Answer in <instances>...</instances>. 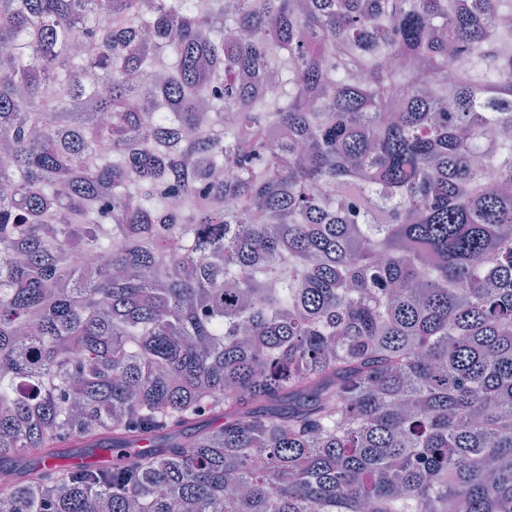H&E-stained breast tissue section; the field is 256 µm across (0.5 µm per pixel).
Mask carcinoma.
Wrapping results in <instances>:
<instances>
[{"label":"carcinoma","instance_id":"obj_1","mask_svg":"<svg viewBox=\"0 0 512 512\" xmlns=\"http://www.w3.org/2000/svg\"><path fill=\"white\" fill-rule=\"evenodd\" d=\"M505 35L0 0V512H512Z\"/></svg>","mask_w":512,"mask_h":512}]
</instances>
